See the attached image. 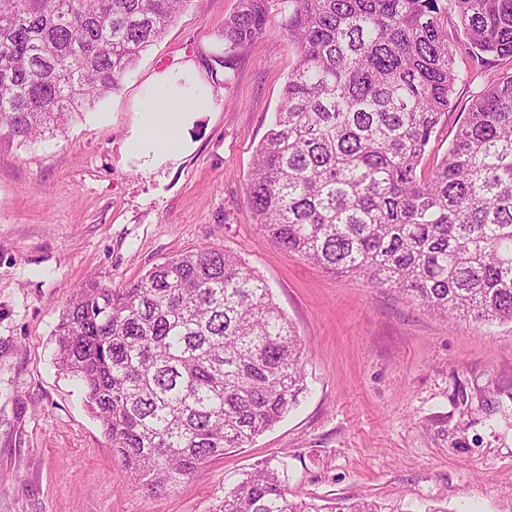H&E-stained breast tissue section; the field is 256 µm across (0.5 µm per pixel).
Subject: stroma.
Listing matches in <instances>:
<instances>
[{"label": "stroma", "mask_w": 512, "mask_h": 512, "mask_svg": "<svg viewBox=\"0 0 512 512\" xmlns=\"http://www.w3.org/2000/svg\"><path fill=\"white\" fill-rule=\"evenodd\" d=\"M238 0H189L118 91L65 133L0 143V512H215L270 458L294 498H367L386 512H512V324L451 323L390 288L339 277L274 244L246 185L296 62L269 0L265 32L232 81L208 80L189 153L153 168L123 157L161 74L223 55ZM490 79L457 86L423 159L432 168ZM214 246L265 279L304 347L308 391L244 448L226 449L165 496L134 487L83 391L54 363L69 295L97 279L137 280L171 255Z\"/></svg>", "instance_id": "stroma-1"}]
</instances>
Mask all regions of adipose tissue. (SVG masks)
<instances>
[{
    "instance_id": "obj_1",
    "label": "adipose tissue",
    "mask_w": 512,
    "mask_h": 512,
    "mask_svg": "<svg viewBox=\"0 0 512 512\" xmlns=\"http://www.w3.org/2000/svg\"><path fill=\"white\" fill-rule=\"evenodd\" d=\"M146 104L121 153L150 168L179 158L188 142L186 130L194 115L209 111L214 100L193 70L166 73L147 91Z\"/></svg>"
}]
</instances>
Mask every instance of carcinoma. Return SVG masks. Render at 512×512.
<instances>
[{
	"label": "carcinoma",
	"instance_id": "obj_1",
	"mask_svg": "<svg viewBox=\"0 0 512 512\" xmlns=\"http://www.w3.org/2000/svg\"><path fill=\"white\" fill-rule=\"evenodd\" d=\"M189 0H0V141L65 131L120 88ZM283 0L297 61L246 188L261 231L340 276L393 288L453 322L512 323V72L495 75L428 172L432 134L474 69L512 61V0ZM453 11L472 65L457 63ZM269 23L240 0L225 69ZM55 364L76 380L135 486L176 490L243 448L307 389L303 347L264 279L200 247L114 288L75 289ZM216 512H380L296 500L267 462Z\"/></svg>",
	"mask_w": 512,
	"mask_h": 512
}]
</instances>
